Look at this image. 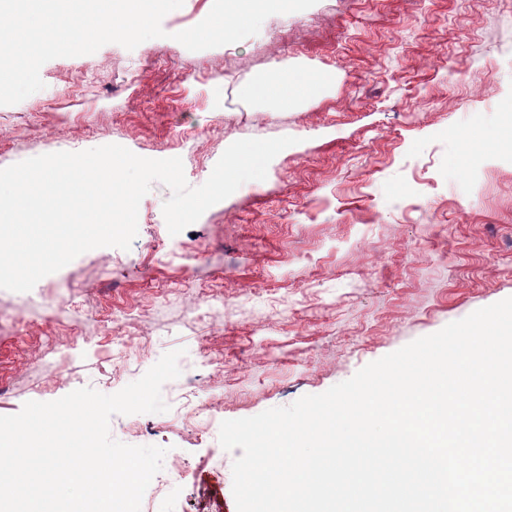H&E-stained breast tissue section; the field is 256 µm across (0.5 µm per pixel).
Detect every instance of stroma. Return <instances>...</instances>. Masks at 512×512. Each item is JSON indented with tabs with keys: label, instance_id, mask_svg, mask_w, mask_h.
<instances>
[{
	"label": "stroma",
	"instance_id": "1",
	"mask_svg": "<svg viewBox=\"0 0 512 512\" xmlns=\"http://www.w3.org/2000/svg\"><path fill=\"white\" fill-rule=\"evenodd\" d=\"M46 62L0 105V168L107 144L178 157L202 185L225 149L295 137L179 234L154 183L130 250L99 247L31 291L0 289V415L85 387L113 394L180 348L167 412L115 415L113 439L166 448L141 512H236L222 421L320 394L367 364L512 297V149L472 147L512 101V0H317L193 52L176 32ZM322 69L280 109L251 87Z\"/></svg>",
	"mask_w": 512,
	"mask_h": 512
}]
</instances>
